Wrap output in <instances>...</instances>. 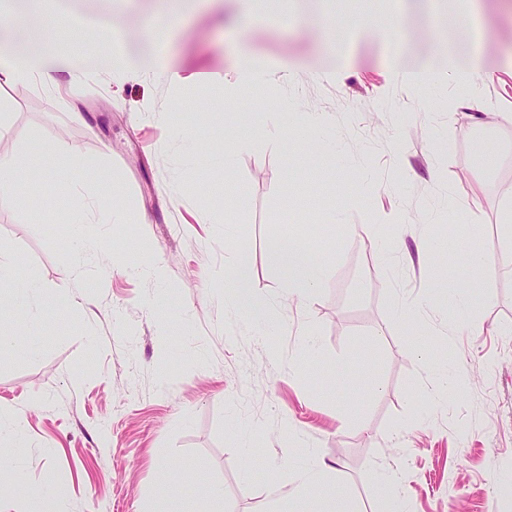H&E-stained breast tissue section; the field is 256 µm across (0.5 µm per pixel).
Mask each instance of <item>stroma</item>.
<instances>
[{
	"instance_id": "1",
	"label": "stroma",
	"mask_w": 512,
	"mask_h": 512,
	"mask_svg": "<svg viewBox=\"0 0 512 512\" xmlns=\"http://www.w3.org/2000/svg\"><path fill=\"white\" fill-rule=\"evenodd\" d=\"M286 7L282 21L273 6L254 5L234 23L222 0H199L158 39L157 0H0L10 23L0 49L33 12L62 46L46 60L59 88L0 85L10 113L0 154L44 182L34 197L42 219L0 204V268L66 286L73 301L38 325L36 357L0 353V413L28 421L26 448L0 466V512H36L20 473L47 488L53 512H145L163 493L160 466L189 475L202 460L224 485V512H257L291 490L289 465L307 447L344 461L339 478L362 512H382L384 472L396 475L409 512H512V238L500 224L512 206V124L495 118L512 113V0ZM453 8L467 16L485 82L469 79L443 36ZM376 12L388 16L386 31L371 29ZM318 14L342 27L341 44L311 26ZM241 27L250 58L274 70L272 91L292 102L283 121L224 100L217 77L236 62ZM100 43L130 58L163 56L169 80L127 79L97 58ZM410 65L447 76L411 82L401 75ZM76 69L85 77L73 93ZM176 101L187 106L178 121L168 112ZM315 112L330 114L335 142L318 175L280 133ZM244 116L258 138L237 151L231 175L202 168V144ZM71 152L88 167L62 188L58 160ZM229 178L242 194L234 205ZM108 184L146 223H108L97 198ZM79 194L90 199L83 233L99 240L96 258L61 243ZM425 234L446 238L459 278L468 271L458 243L482 253L484 298L466 327L448 325L435 260L419 249ZM289 235L315 252L325 279L301 305L282 300L266 258ZM238 265L257 296L279 305L271 318L228 328L224 275ZM167 322L175 334H164ZM421 347L463 385L445 407L426 397L437 371L414 360ZM344 371L365 376L362 394L337 387Z\"/></svg>"
}]
</instances>
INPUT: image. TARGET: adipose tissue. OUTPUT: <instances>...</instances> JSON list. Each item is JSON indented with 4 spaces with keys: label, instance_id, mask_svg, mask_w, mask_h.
<instances>
[{
    "label": "adipose tissue",
    "instance_id": "1",
    "mask_svg": "<svg viewBox=\"0 0 512 512\" xmlns=\"http://www.w3.org/2000/svg\"><path fill=\"white\" fill-rule=\"evenodd\" d=\"M25 35L7 48V61L0 63V83L9 84L38 80L48 87H56L60 79L47 69L43 61L55 49L51 32L33 16L25 19ZM460 255L468 270L467 279L461 280L441 272L436 288L445 292L448 313L455 326L469 324L472 314L483 299L482 256L471 246L462 247ZM269 261L281 274L289 300L305 302L324 285L320 263L312 259L308 250L295 239L274 242L269 249ZM245 268H238L233 276L224 280V306L226 312H249L256 316H269L272 301L256 297L247 286ZM0 308L18 312L21 321L36 328L48 312H64L65 304L35 277L15 281L0 277ZM338 466L309 451L304 463L292 473L293 487L284 503H272L267 512H361L356 500L348 494L337 478ZM166 491L149 512H224V490L206 483L203 495L189 501L182 493L184 479L174 469L164 472Z\"/></svg>",
    "mask_w": 512,
    "mask_h": 512
}]
</instances>
